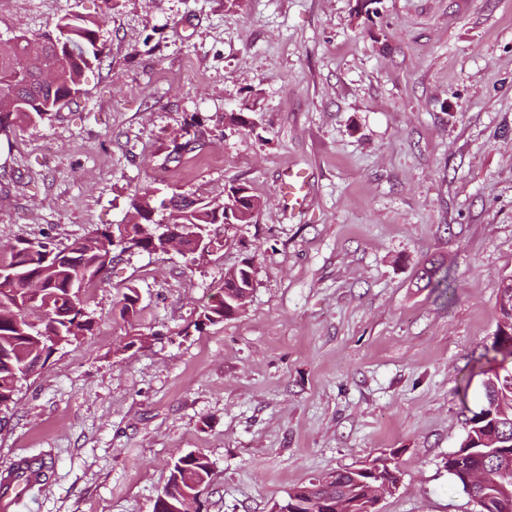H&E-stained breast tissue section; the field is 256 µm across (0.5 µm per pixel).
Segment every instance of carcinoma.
Returning a JSON list of instances; mask_svg holds the SVG:
<instances>
[{"label":"carcinoma","mask_w":512,"mask_h":512,"mask_svg":"<svg viewBox=\"0 0 512 512\" xmlns=\"http://www.w3.org/2000/svg\"><path fill=\"white\" fill-rule=\"evenodd\" d=\"M103 54L93 22L79 14L64 16L50 33L0 41V131L7 132L18 123L34 125L60 111L80 94L85 73L100 63ZM241 189L247 194L235 200L228 195L224 199L178 204L172 198L160 200L154 191L143 188L133 195L130 205L144 222L118 224L114 231L119 237L129 238L131 246L127 250L148 252L161 224V220L150 219L155 211L162 213V220L168 224L205 232L212 225L224 223L225 205L231 204L238 209V215L231 216L233 223L248 224L260 209L261 199L249 192L248 186ZM114 231L98 229L76 239L56 250L55 259L48 263L44 262L46 244L25 242L4 266L5 272L14 277L0 279V405L13 400L31 349L38 346L30 322L45 319L55 324L58 342L63 345L90 330L92 319L87 314L79 315L74 305H82V291L90 288L112 263ZM252 274L249 266L227 271L222 293L205 307L203 317L213 323L238 314L239 298L248 289ZM423 278L437 298L449 306L455 303V278L450 269L433 265L425 269ZM136 296V288L129 286L117 302L119 316L127 322L140 311ZM492 349L502 359H512V334L496 333ZM483 390L484 407L468 418L466 437L469 442L482 445V439L492 435L488 427L495 421L502 447L485 455L474 448L461 447L448 455V474L471 498L493 499L491 512H512V470L504 472V465L512 463V368L501 365L490 369ZM485 414L493 415L494 421L483 420ZM48 469L44 460L35 458L17 464L12 474L16 478L29 474L38 479ZM369 470L392 483L399 482L400 471L393 452L369 461ZM210 475L206 456L190 451L175 457L169 479L171 497L156 500L154 512H174L177 497L198 494ZM370 494L362 472L338 469L328 484L310 482L293 488L281 507L291 506L293 512H321L319 500L341 498L352 504L354 512H367Z\"/></svg>","instance_id":"carcinoma-1"}]
</instances>
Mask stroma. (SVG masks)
<instances>
[{
  "label": "stroma",
  "mask_w": 512,
  "mask_h": 512,
  "mask_svg": "<svg viewBox=\"0 0 512 512\" xmlns=\"http://www.w3.org/2000/svg\"><path fill=\"white\" fill-rule=\"evenodd\" d=\"M68 14L104 57L60 112L0 133V265L124 223L144 186L245 184L263 205L198 261L113 247L91 330L0 408V470L53 462L14 512H153L189 451L211 464L199 512H270L384 452L401 478L379 512H477L447 460L512 276V0H0V40ZM243 105L254 127L226 128ZM432 262L452 306L420 278ZM246 264L245 311L205 321ZM422 277V279H427L426 287L433 289L437 294V299H442L448 306L455 303V278L450 269L443 270L442 264L432 265L431 268L425 269Z\"/></svg>",
  "instance_id": "stroma-1"
}]
</instances>
